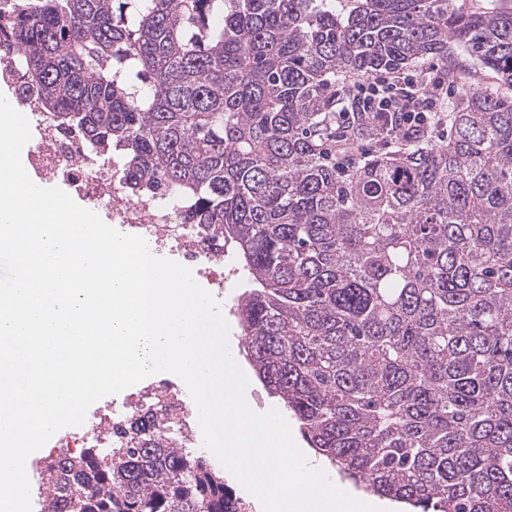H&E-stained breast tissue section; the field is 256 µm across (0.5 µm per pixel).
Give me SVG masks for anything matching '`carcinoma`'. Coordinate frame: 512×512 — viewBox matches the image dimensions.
<instances>
[{"label":"carcinoma","mask_w":512,"mask_h":512,"mask_svg":"<svg viewBox=\"0 0 512 512\" xmlns=\"http://www.w3.org/2000/svg\"><path fill=\"white\" fill-rule=\"evenodd\" d=\"M451 0H16L0 48L57 127L235 257L243 350L343 479L418 512H512V98L448 135L369 117L353 79L464 49L512 88V10ZM162 439L49 464L45 512H216Z\"/></svg>","instance_id":"obj_1"}]
</instances>
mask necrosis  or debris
<instances>
[{
    "label": "necrosis or debris",
    "instance_id": "4bbe7bcc",
    "mask_svg": "<svg viewBox=\"0 0 512 512\" xmlns=\"http://www.w3.org/2000/svg\"><path fill=\"white\" fill-rule=\"evenodd\" d=\"M23 111L36 132L28 153L36 174L63 173L84 200L107 207L113 223L143 237L153 254L177 256L210 287L223 288L237 277L236 268L226 259L223 242L209 240L203 225L180 223L176 204L165 198L130 199L124 181L106 175L112 164L110 158L86 153L75 139L58 132L48 113L32 104H24ZM158 431L164 434V447L189 449L203 460H211L212 454L199 436L189 395L177 378L146 380L121 405L87 414L83 429L60 438L58 445L136 448Z\"/></svg>",
    "mask_w": 512,
    "mask_h": 512
}]
</instances>
